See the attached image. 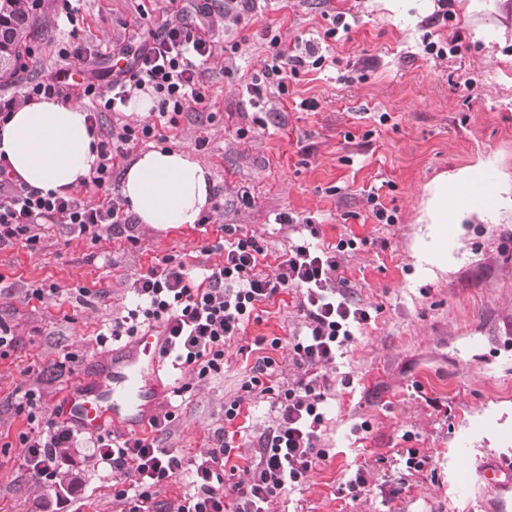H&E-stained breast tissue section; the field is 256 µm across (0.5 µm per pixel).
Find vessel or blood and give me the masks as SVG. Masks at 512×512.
Here are the masks:
<instances>
[{
    "label": "vessel or blood",
    "instance_id": "1",
    "mask_svg": "<svg viewBox=\"0 0 512 512\" xmlns=\"http://www.w3.org/2000/svg\"><path fill=\"white\" fill-rule=\"evenodd\" d=\"M165 349L162 331L152 329L122 350L99 357L93 373L69 393L61 407L63 416L91 435L150 421L169 394L158 379Z\"/></svg>",
    "mask_w": 512,
    "mask_h": 512
}]
</instances>
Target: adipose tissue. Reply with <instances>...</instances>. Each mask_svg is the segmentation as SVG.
<instances>
[{
    "label": "adipose tissue",
    "instance_id": "1",
    "mask_svg": "<svg viewBox=\"0 0 512 512\" xmlns=\"http://www.w3.org/2000/svg\"><path fill=\"white\" fill-rule=\"evenodd\" d=\"M85 108L75 102L42 99L19 105L7 124L0 126V152L14 172L32 188L62 193L88 179L97 162ZM212 174L183 149L144 152L126 171L122 196L140 223L166 229L195 224L211 203ZM468 189L470 207L452 200ZM496 195L485 184L478 167L461 170L451 180L430 190L425 221L434 226L462 224L474 215L475 205L491 204Z\"/></svg>",
    "mask_w": 512,
    "mask_h": 512
}]
</instances>
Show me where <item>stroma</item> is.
Wrapping results in <instances>:
<instances>
[{"mask_svg": "<svg viewBox=\"0 0 512 512\" xmlns=\"http://www.w3.org/2000/svg\"><path fill=\"white\" fill-rule=\"evenodd\" d=\"M257 0L240 22L217 30L220 45H238L233 63L215 55L203 68L206 103L162 128V140L131 145L112 173L142 152L183 148L212 173L209 224L159 229L135 224L134 240L91 242L68 224L40 225L30 249L0 246V321L15 343L0 356V512H123L110 468L99 463L87 434L59 451L54 481L32 475L23 461L30 425L18 409L35 390L42 419L109 351L100 335L134 307L133 283L161 265L184 262L195 279L223 263V225L257 235L264 249L257 271L273 273L292 240L319 227L317 247L341 234L360 238L338 276L368 323L326 371L327 420L317 446L323 459L305 482L281 492L273 512H512V488L490 484L486 469L512 464V0ZM194 16V0H78L66 18L55 0L35 11L39 36L24 70L0 82V97L20 96L25 83L53 75L59 47L89 53V74L108 84L124 61L114 48L145 41L172 19L175 7ZM348 33L326 37L334 15ZM288 48L311 45L322 68L289 79L283 98L257 99L247 86L267 53V27ZM449 48L437 59L423 40ZM483 163L501 201L448 231L439 259L423 251L431 227L422 222L428 187ZM251 196L243 203L241 193ZM394 217L379 222L370 196ZM57 285L43 300L26 291ZM299 289L260 303L256 319L224 346V371L197 379L192 368L166 367L173 389L164 429L123 430L195 460L226 440L236 479L259 436L272 424L270 398L244 382L271 357L266 383L280 390L294 379L291 342L302 327ZM279 347H272V340ZM243 413L224 419L226 400ZM415 448L432 463L392 494L387 481L397 452ZM363 469L369 490L359 499L340 489Z\"/></svg>", "mask_w": 512, "mask_h": 512, "instance_id": "35a3bbf8", "label": "stroma"}]
</instances>
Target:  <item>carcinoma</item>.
<instances>
[{
    "label": "carcinoma",
    "instance_id": "obj_1",
    "mask_svg": "<svg viewBox=\"0 0 512 512\" xmlns=\"http://www.w3.org/2000/svg\"><path fill=\"white\" fill-rule=\"evenodd\" d=\"M35 33L34 16L26 10L23 0H0L1 80L14 77Z\"/></svg>",
    "mask_w": 512,
    "mask_h": 512
}]
</instances>
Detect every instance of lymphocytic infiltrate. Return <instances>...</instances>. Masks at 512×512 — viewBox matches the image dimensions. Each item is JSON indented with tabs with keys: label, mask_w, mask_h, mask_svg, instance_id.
<instances>
[{
	"label": "lymphocytic infiltrate",
	"mask_w": 512,
	"mask_h": 512,
	"mask_svg": "<svg viewBox=\"0 0 512 512\" xmlns=\"http://www.w3.org/2000/svg\"><path fill=\"white\" fill-rule=\"evenodd\" d=\"M269 57L253 76L251 90L262 96L273 86L277 96L288 93V80L306 68L321 67L324 56L306 49L289 51L279 33H266ZM217 46L209 32L187 20L165 22L152 35L151 43L124 45L119 55L129 62L112 73L108 86L88 79L79 86L70 83L69 69L26 83L21 98H0V125L5 124L19 102L67 97L77 88L79 98L93 107L87 119L97 125V110L120 112L135 92L152 90L158 115L175 127L186 112L207 100L202 68L215 56ZM156 124L112 127L98 140V163L90 174L91 184L108 193L112 171L127 147L154 137ZM122 198L100 204L85 203L72 194L42 193L29 187L0 153V245L15 241L32 246L38 241L36 224L56 216L79 234L96 236L99 225L119 226L124 221ZM353 239L339 240L335 251H319L305 244L291 245L286 259L270 275L257 273L263 248L255 236H243L224 244V262L211 269L205 284L194 283L184 264L164 259L134 282L138 298L135 309L115 322V337L134 336L142 323L163 328L168 338L167 354L172 363L194 367L205 378L224 369V343L239 336L260 302L281 291L296 288L302 295L300 310L305 331L292 346V358L301 374L281 390L273 401L274 424L263 437L248 480L226 483V466L232 448L227 443L209 449L196 462L194 492L177 512H224L225 499H232L233 512H269L270 504L285 488L302 484L322 458L317 447L325 421V394L321 390L322 368L335 363L336 355L352 341L354 329L366 323L369 311L351 302L336 286L341 254L353 247ZM76 435L68 422L51 421L23 435L25 460L42 479H51L57 467V450ZM101 461L116 475L135 474L139 488L128 512H146L153 487L181 474L185 457L154 446L144 438L114 439L100 435L94 441Z\"/></svg>",
	"instance_id": "lymphocytic-infiltrate-1"
}]
</instances>
